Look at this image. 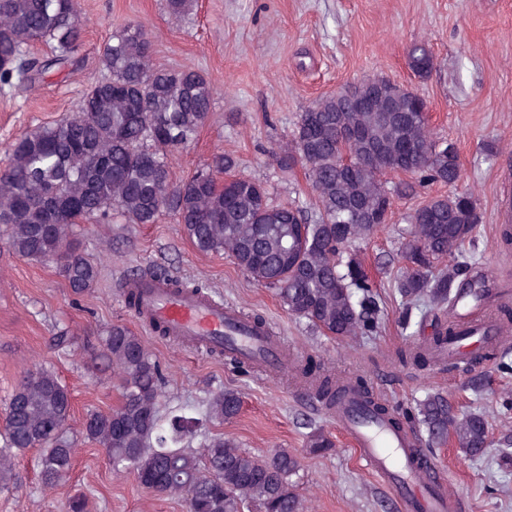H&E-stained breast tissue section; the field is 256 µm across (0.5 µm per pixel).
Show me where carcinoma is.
Instances as JSON below:
<instances>
[{"label": "carcinoma", "mask_w": 512, "mask_h": 512, "mask_svg": "<svg viewBox=\"0 0 512 512\" xmlns=\"http://www.w3.org/2000/svg\"><path fill=\"white\" fill-rule=\"evenodd\" d=\"M82 39L76 0H0V82L9 83L21 59L31 87L54 70L76 65ZM31 43L49 51L32 55ZM409 59L419 75L434 68V56L423 44L410 48ZM100 62L106 77L79 99L71 115L23 132L8 147V163L0 171V225L13 255L56 263L72 292L81 294L97 282L101 264L78 251L71 239L74 224L96 222L110 209L130 224H154L168 213L197 251L222 252L256 284L276 289L289 314L339 338L376 331L384 300L347 246L388 223L390 197L412 195L426 181L460 180L455 146L430 137L420 96L409 90L391 96V80L369 78L360 87L374 99L376 111H359L340 92L300 114L294 151L279 164L284 170L299 162L307 167L318 202L312 214L272 204L252 179L233 178L217 187L215 174L235 166L226 153L215 156L213 171L173 180L167 152L195 140L212 109V88L194 70L154 64L144 26L115 28ZM342 125L363 132L343 150L337 141ZM387 162L410 180L388 188L380 179ZM480 222L477 199L466 191L434 197L409 216L394 294L403 306V323L424 301L434 322L432 340L400 353V362L424 366L433 350L456 337L455 324L443 321L442 313L471 295L463 247L476 240ZM170 282L194 294L208 291L199 280ZM77 343L121 380V406L91 411L82 422L84 437L104 450L112 469L132 474L154 494L184 498L188 512H303L290 480L299 468L296 456L281 451L260 459L222 435L210 437L201 455L181 446L191 418L162 419L165 369L126 324L113 323L80 341L66 328L51 337L61 351ZM511 353L504 339L495 350L471 353L454 368L478 389L482 364L494 359L499 369L512 371V362L505 361ZM295 374L324 408L350 389L369 414L403 426L362 378L350 383L327 376L312 357L295 367ZM240 408L239 394L224 390L207 401L204 416L222 423ZM71 410L70 393L53 371L36 366L25 372L0 409L1 486L20 481L16 460L29 449L40 451L44 487L67 477L74 455L66 435ZM406 418L424 428L429 447L451 438L465 456L478 458L489 446L487 417L458 413L444 397L427 396ZM305 447L320 454L333 442L313 429Z\"/></svg>", "instance_id": "cac0c4a2"}]
</instances>
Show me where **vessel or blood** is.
<instances>
[{
    "instance_id": "obj_1",
    "label": "vessel or blood",
    "mask_w": 512,
    "mask_h": 512,
    "mask_svg": "<svg viewBox=\"0 0 512 512\" xmlns=\"http://www.w3.org/2000/svg\"><path fill=\"white\" fill-rule=\"evenodd\" d=\"M124 288L136 290L148 320L164 325L168 336L187 347L210 351L224 345L258 358L265 371H277L284 363L278 345L248 334L244 319L219 297H200L172 288L165 278H129ZM502 329L492 313L464 316L458 337L446 353L453 358L466 356L468 348L498 343ZM360 399L347 392L333 415L349 433L364 467L372 472L398 500L403 512H461L457 495L446 488L442 474L423 463L415 437L376 419L364 422L359 417Z\"/></svg>"
}]
</instances>
